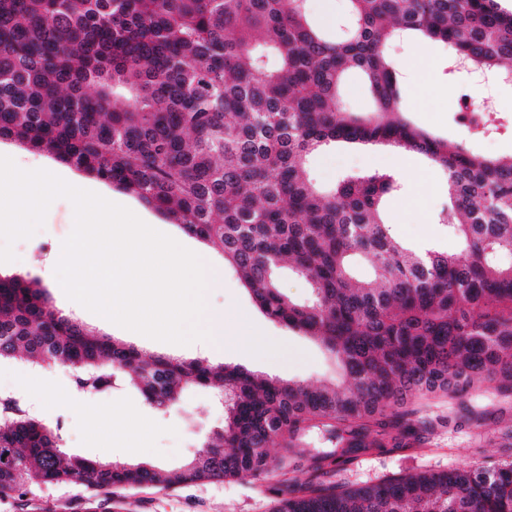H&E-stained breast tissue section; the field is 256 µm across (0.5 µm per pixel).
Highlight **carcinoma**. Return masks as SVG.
I'll use <instances>...</instances> for the list:
<instances>
[{"mask_svg": "<svg viewBox=\"0 0 512 512\" xmlns=\"http://www.w3.org/2000/svg\"><path fill=\"white\" fill-rule=\"evenodd\" d=\"M329 36L306 0H0V139L130 193L224 258L261 312L314 337L345 381L304 384L226 365L144 356L100 337L21 274L0 277V360L53 361L103 392L121 380L156 408L195 385L224 394V426L163 474L137 462L65 458L61 434L0 397V493L74 482L96 491L222 482L288 484L274 512H512V458L389 476L359 488L303 482L360 452L412 449L426 422L416 397L512 395V157L490 160L400 118L387 42L438 41L450 63L493 76L512 68V12L496 0H347ZM361 73L374 115L342 106ZM417 151L447 173L439 223L459 252L406 247L384 218L388 175L329 188L309 157L336 142ZM374 271L358 282L352 262ZM288 265L311 299L281 289Z\"/></svg>", "mask_w": 512, "mask_h": 512, "instance_id": "cac0c4a2", "label": "carcinoma"}]
</instances>
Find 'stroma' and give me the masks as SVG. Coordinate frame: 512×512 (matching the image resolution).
<instances>
[{
    "instance_id": "35a3bbf8",
    "label": "stroma",
    "mask_w": 512,
    "mask_h": 512,
    "mask_svg": "<svg viewBox=\"0 0 512 512\" xmlns=\"http://www.w3.org/2000/svg\"><path fill=\"white\" fill-rule=\"evenodd\" d=\"M396 69L402 76L403 104L409 119L419 128L445 140L463 144L471 153L488 157L512 155V86H486L471 74H449L448 49L431 41L400 40L390 48ZM470 96L499 111L503 124L499 131L474 137L458 123L463 96ZM0 155L24 162L26 169L45 168L66 181L81 183L85 189L112 196L114 201L136 211L148 223L169 236L181 238L186 248L198 250L199 239L182 229L136 197L116 190L75 167L53 157L31 152L9 140H0ZM393 175L398 191L387 197L386 217L395 234L414 249L423 245L455 252L458 243L438 213L448 205L447 175L425 156L384 145L338 144L326 147L312 157L310 176L329 187L347 175ZM74 227V209L64 198L50 206L43 227L33 236L14 242V261L0 265V271L20 273L40 279L57 309L75 313L77 304L69 300L56 277L46 276L44 263L62 250V242ZM208 307L228 313H243L269 340L282 346L280 353L256 357L244 351L240 339L228 336L223 350L216 351L201 343L180 347L152 345L137 341L136 346L149 356L164 355L184 360L201 359L211 365H236L264 376L304 383H317L336 377V359L318 341L272 322L256 307L232 270H225L223 287L211 290ZM40 381L50 390V397H27L30 408L46 422L59 425L62 448L69 454L113 461H128L132 455L129 441L114 435L109 446L99 447L90 440V415L105 419L118 417L127 408L150 411L154 429L143 450L150 465L173 469L181 466L200 450L211 433L224 424V407L215 391L197 386L187 389L179 402L167 409L148 407L133 387L114 384L112 390L84 393L75 384L74 369L53 362L39 369ZM483 399H471L469 406L438 394L411 403L428 423L419 444L405 452L373 450L359 455L345 465L338 480L351 487L377 482L393 475L424 470L442 471L471 462L494 461L512 455V450L495 446L481 438V429L497 430L512 422V400L497 398V411L488 416L483 427H476L467 417V407L483 406ZM278 488L262 477L244 475L233 480L199 482L171 488L145 486L136 489L86 490L74 483H49L30 488L25 495L0 494V512H271Z\"/></svg>"
}]
</instances>
